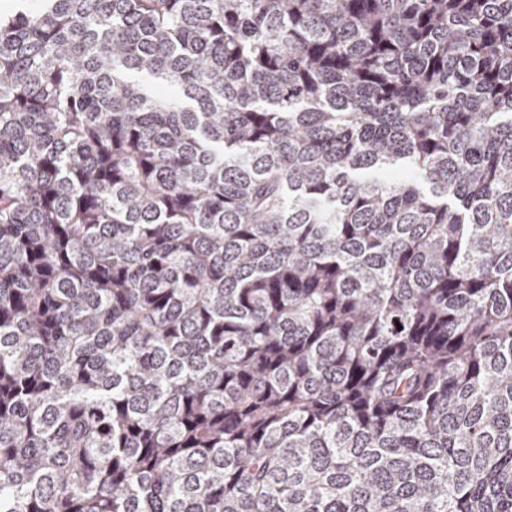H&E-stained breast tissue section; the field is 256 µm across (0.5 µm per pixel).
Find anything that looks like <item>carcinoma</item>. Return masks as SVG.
Instances as JSON below:
<instances>
[{
    "label": "carcinoma",
    "mask_w": 512,
    "mask_h": 512,
    "mask_svg": "<svg viewBox=\"0 0 512 512\" xmlns=\"http://www.w3.org/2000/svg\"><path fill=\"white\" fill-rule=\"evenodd\" d=\"M0 512H512V0L0 21Z\"/></svg>",
    "instance_id": "obj_1"
}]
</instances>
